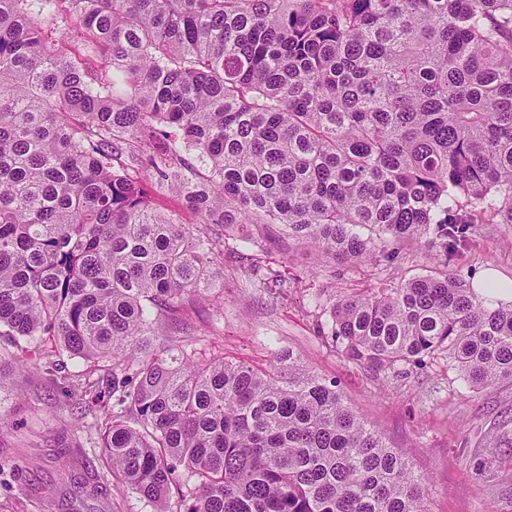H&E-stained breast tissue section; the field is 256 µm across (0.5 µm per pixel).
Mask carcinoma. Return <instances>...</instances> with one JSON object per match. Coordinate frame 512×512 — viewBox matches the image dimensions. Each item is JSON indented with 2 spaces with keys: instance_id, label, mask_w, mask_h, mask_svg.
Masks as SVG:
<instances>
[{
  "instance_id": "1",
  "label": "carcinoma",
  "mask_w": 512,
  "mask_h": 512,
  "mask_svg": "<svg viewBox=\"0 0 512 512\" xmlns=\"http://www.w3.org/2000/svg\"><path fill=\"white\" fill-rule=\"evenodd\" d=\"M61 15L110 78L49 48ZM130 142L197 224L113 166ZM234 224L346 264L416 242L437 267L343 296L327 338L374 371L443 353L474 389L512 382V302L460 269L477 225L512 224V0H0L10 361H83L68 397L120 407L96 421L103 465L158 506L184 487L185 512H429L406 458L293 353H157Z\"/></svg>"
}]
</instances>
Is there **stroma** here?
<instances>
[{"label":"stroma","instance_id":"obj_1","mask_svg":"<svg viewBox=\"0 0 512 512\" xmlns=\"http://www.w3.org/2000/svg\"><path fill=\"white\" fill-rule=\"evenodd\" d=\"M51 43L107 74L103 57L86 49L72 20H58ZM223 242L218 286L189 334L174 335L176 345L262 368L274 352L292 350L302 366L336 381L359 415L404 454L429 485L430 512H512V443L486 445L512 418V383L472 389L442 356L424 367L374 372L318 331L342 294L378 292L427 273L432 257L409 248L390 263L341 265L288 239L276 224L236 225ZM243 250L280 276L283 288L255 286L249 262L238 257ZM463 269L473 280L492 271L511 281L512 224L480 225ZM0 372L7 379L0 392V512H61L62 502L75 497L84 512H156L117 482L108 499L77 490L83 475L77 459L95 470L103 454L97 405L68 399L39 366L21 371L5 360ZM480 471L488 477L482 484L475 481Z\"/></svg>","mask_w":512,"mask_h":512}]
</instances>
